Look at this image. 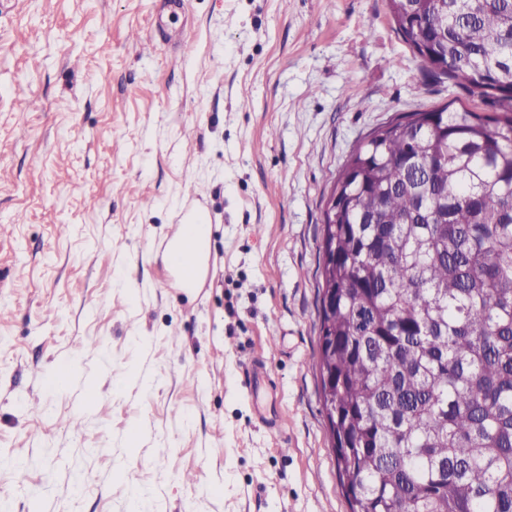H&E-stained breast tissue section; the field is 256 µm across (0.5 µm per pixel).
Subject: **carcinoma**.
<instances>
[{
  "mask_svg": "<svg viewBox=\"0 0 512 512\" xmlns=\"http://www.w3.org/2000/svg\"><path fill=\"white\" fill-rule=\"evenodd\" d=\"M495 108L403 113L324 209L318 361L350 512H512V0H388Z\"/></svg>",
  "mask_w": 512,
  "mask_h": 512,
  "instance_id": "obj_1",
  "label": "carcinoma"
}]
</instances>
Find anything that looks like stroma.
<instances>
[{"label": "stroma", "mask_w": 512, "mask_h": 512, "mask_svg": "<svg viewBox=\"0 0 512 512\" xmlns=\"http://www.w3.org/2000/svg\"><path fill=\"white\" fill-rule=\"evenodd\" d=\"M445 104L492 109L387 0H0V450L34 461L0 498L348 512L314 366L324 204L361 138ZM200 188L205 283L163 287L150 243Z\"/></svg>", "instance_id": "1"}]
</instances>
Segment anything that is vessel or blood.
I'll list each match as a JSON object with an SVG mask.
<instances>
[{
  "mask_svg": "<svg viewBox=\"0 0 512 512\" xmlns=\"http://www.w3.org/2000/svg\"><path fill=\"white\" fill-rule=\"evenodd\" d=\"M204 193H196L190 198L181 214V222L175 236L162 244L168 255V263L178 284L192 287L197 283L203 246L208 232V224L201 212Z\"/></svg>",
  "mask_w": 512,
  "mask_h": 512,
  "instance_id": "1",
  "label": "vessel or blood"
}]
</instances>
